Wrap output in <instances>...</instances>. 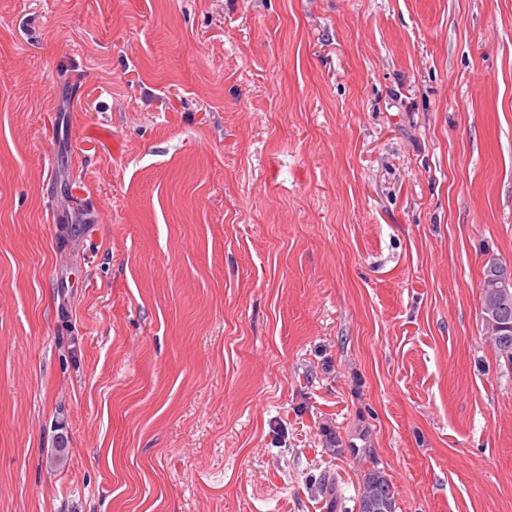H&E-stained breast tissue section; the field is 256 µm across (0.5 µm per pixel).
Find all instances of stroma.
Here are the masks:
<instances>
[{
    "label": "stroma",
    "mask_w": 512,
    "mask_h": 512,
    "mask_svg": "<svg viewBox=\"0 0 512 512\" xmlns=\"http://www.w3.org/2000/svg\"><path fill=\"white\" fill-rule=\"evenodd\" d=\"M493 260L512 0H0V512H512ZM361 492L358 497V512H374L367 511V499L375 498L379 502L387 506H391V511L396 512L397 501L395 490L389 483L383 471L373 467L367 470L361 477Z\"/></svg>",
    "instance_id": "stroma-1"
}]
</instances>
